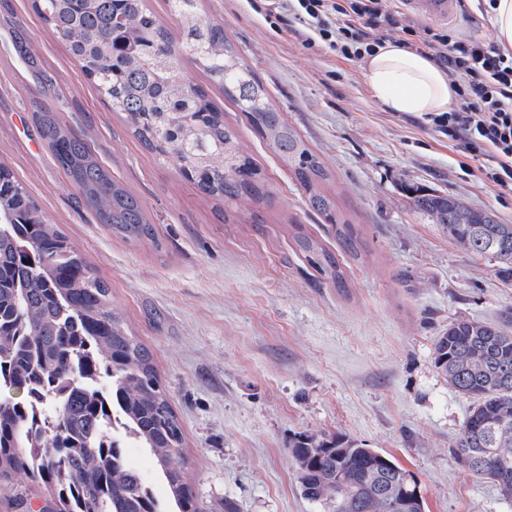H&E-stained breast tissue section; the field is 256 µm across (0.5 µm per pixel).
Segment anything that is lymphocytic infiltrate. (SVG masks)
<instances>
[{
    "label": "lymphocytic infiltrate",
    "instance_id": "obj_1",
    "mask_svg": "<svg viewBox=\"0 0 512 512\" xmlns=\"http://www.w3.org/2000/svg\"><path fill=\"white\" fill-rule=\"evenodd\" d=\"M265 10L298 24L305 44L323 43L349 61L371 54L390 30L409 27L381 0H270ZM417 51L456 80V107L430 115L431 124L462 156L479 161L480 174L512 190V52L447 34Z\"/></svg>",
    "mask_w": 512,
    "mask_h": 512
}]
</instances>
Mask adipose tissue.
<instances>
[{"instance_id": "1", "label": "adipose tissue", "mask_w": 512, "mask_h": 512, "mask_svg": "<svg viewBox=\"0 0 512 512\" xmlns=\"http://www.w3.org/2000/svg\"><path fill=\"white\" fill-rule=\"evenodd\" d=\"M375 98L389 111L423 116L447 111L455 93L447 74L426 55L387 42L364 63Z\"/></svg>"}]
</instances>
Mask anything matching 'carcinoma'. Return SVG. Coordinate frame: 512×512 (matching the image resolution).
Masks as SVG:
<instances>
[{
    "label": "carcinoma",
    "mask_w": 512,
    "mask_h": 512,
    "mask_svg": "<svg viewBox=\"0 0 512 512\" xmlns=\"http://www.w3.org/2000/svg\"><path fill=\"white\" fill-rule=\"evenodd\" d=\"M180 39L146 0H33L38 16L67 42L84 75L141 144L205 196L263 195V176L207 91L183 71L190 52L211 82L273 145L307 193L309 208L336 225L342 249L358 256L352 224L323 192L329 174L284 120L224 28L198 13L197 0H169ZM56 162L99 223L124 241L156 239L140 201L112 179L88 144L48 112L35 115ZM416 207L478 255L502 260L512 278V224L459 199L407 188ZM297 243L320 274L344 283V270L318 242ZM448 385L472 400L453 453L463 467L512 498V307L500 321L459 318L434 342ZM182 426L148 348L128 334L107 283L92 273L69 237L44 219L12 171L0 163V491L14 504L27 493L16 474L43 488L41 512H160L124 449L156 458L177 512H201L180 462ZM304 494L329 512H425L422 496L402 500L410 474L394 457L342 435L296 438L288 448Z\"/></svg>",
    "instance_id": "cac0c4a2"
}]
</instances>
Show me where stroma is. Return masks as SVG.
Masks as SVG:
<instances>
[{"label":"stroma","mask_w":512,"mask_h":512,"mask_svg":"<svg viewBox=\"0 0 512 512\" xmlns=\"http://www.w3.org/2000/svg\"><path fill=\"white\" fill-rule=\"evenodd\" d=\"M328 169L326 191L362 246L343 257L344 287L300 252L294 226L340 251L293 173L209 84L191 54L185 73L206 86L261 168L268 198L226 206L159 162L101 100L32 0H0V162L110 287L129 333L151 352L184 433L181 458L202 512H325L306 498L288 454L295 437L346 435L393 455L426 512H512L452 450L472 401L434 363V339L460 317L498 322L512 280L491 256L468 252L407 198L410 183L512 224V191L482 181L426 118L388 111L362 63L272 24L252 0H198ZM393 42L452 36L493 42L487 0H456L447 25L414 18ZM26 37V56L13 43ZM50 112L136 196L155 240L131 244L99 224L53 159L34 119Z\"/></svg>","instance_id":"obj_1"}]
</instances>
